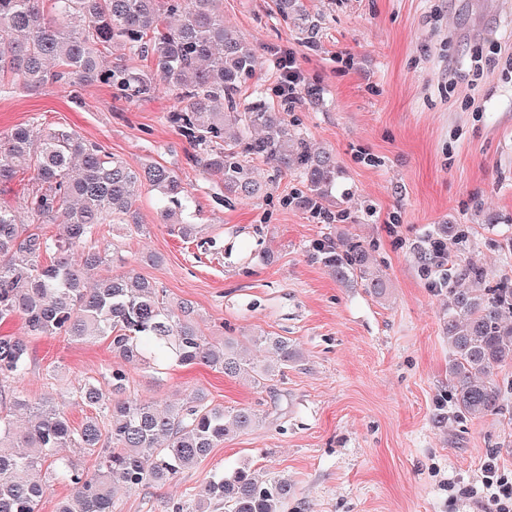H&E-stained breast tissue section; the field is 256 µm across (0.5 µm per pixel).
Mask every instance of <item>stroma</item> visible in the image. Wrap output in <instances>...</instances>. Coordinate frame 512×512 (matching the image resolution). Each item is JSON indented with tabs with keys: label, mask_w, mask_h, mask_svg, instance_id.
<instances>
[{
	"label": "stroma",
	"mask_w": 512,
	"mask_h": 512,
	"mask_svg": "<svg viewBox=\"0 0 512 512\" xmlns=\"http://www.w3.org/2000/svg\"><path fill=\"white\" fill-rule=\"evenodd\" d=\"M314 33L283 21L274 0H219L224 23L263 64L240 95L262 88L274 107L276 60L295 53L305 94L290 108L313 148L341 170L331 224L282 205L298 183L255 161L265 192L223 202V184L192 161L170 123L177 100L165 89L125 99L96 84L29 91L0 86V136L38 118L67 128L138 167L156 162L179 175L192 200L198 242L171 233L161 202L140 186L144 229L100 225L92 242L116 244L127 266L192 304L204 336L246 343L266 332L299 351L284 376L256 388L209 367L158 374L128 366L129 390L154 401L191 391L225 408L252 406L263 419L225 438L194 468L161 484L117 492L115 512H171L195 499L217 471L248 465L286 476L277 512H496L486 477L512 484V364L500 367L503 411L454 417L448 403V296L420 252L436 225L466 224L458 256L491 280H512V78L497 64L512 46V0H303ZM496 226H488L490 216ZM362 241L382 270L377 301L342 283L316 257L320 240ZM158 263H148V255ZM31 366L14 390L60 398L102 380L116 360L108 341L59 336L28 341ZM494 463L485 473L484 463Z\"/></svg>",
	"instance_id": "stroma-1"
}]
</instances>
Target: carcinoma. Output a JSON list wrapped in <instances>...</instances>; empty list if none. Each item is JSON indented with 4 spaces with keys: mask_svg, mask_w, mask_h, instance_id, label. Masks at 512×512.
Listing matches in <instances>:
<instances>
[{
    "mask_svg": "<svg viewBox=\"0 0 512 512\" xmlns=\"http://www.w3.org/2000/svg\"><path fill=\"white\" fill-rule=\"evenodd\" d=\"M217 0H0V79L28 90L50 85H107L127 98H145L163 84L181 104L170 113L189 143L199 147L196 164L224 183L228 198L262 193L253 161L299 175L304 189L285 199L315 219L329 220L340 174L336 158L312 149L296 120L271 107L265 93L238 100L242 84L262 61L256 50L224 24ZM278 15L312 32L303 0H275ZM112 61L100 59L99 47ZM149 57L153 69L129 61ZM34 168L38 188L27 209L57 232L47 236L22 224L16 211L0 207V323L20 318L27 335L64 336L75 343L105 338L120 363L106 372L109 391L93 382L80 386L74 401L97 411L74 427L64 406L51 399L31 402L6 383L25 374L29 346L0 334V512H39L50 489L43 468L72 488L57 512H113L118 490H138L192 468L224 438L255 425L252 407L227 410L190 393L181 402L143 400L130 394L126 364L155 372L171 366L204 365L258 387L284 374L298 351L282 336L257 334L253 345L273 354L267 361L242 358L226 340L219 345L196 328L189 304L173 303L133 268L88 287L85 273L111 261L110 246L87 248L101 224L115 220L129 231L143 225L135 189L146 183L160 194L164 223L176 224L190 240L201 225L175 218L187 190L171 168L149 163L130 167L73 130H44L33 120L0 141V184L18 170ZM467 224H440L421 253L425 265L469 240ZM322 263L343 282H359L376 298L386 294L368 252L349 241L313 245ZM450 276L446 330L448 398L459 418L502 410L494 371L512 362V281L487 286V272L463 259ZM97 457L93 470L67 452ZM285 476L257 478L247 466L214 474L192 504L173 512H276L288 498Z\"/></svg>",
    "mask_w": 512,
    "mask_h": 512,
    "instance_id": "1",
    "label": "carcinoma"
}]
</instances>
